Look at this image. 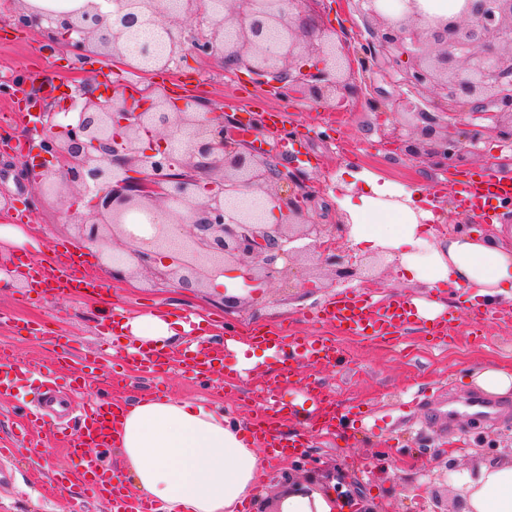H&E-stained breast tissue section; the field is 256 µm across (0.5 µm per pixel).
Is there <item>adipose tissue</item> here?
Listing matches in <instances>:
<instances>
[{
    "instance_id": "ef3b65f1",
    "label": "adipose tissue",
    "mask_w": 512,
    "mask_h": 512,
    "mask_svg": "<svg viewBox=\"0 0 512 512\" xmlns=\"http://www.w3.org/2000/svg\"><path fill=\"white\" fill-rule=\"evenodd\" d=\"M364 185L350 205L351 235L365 248L399 252L410 280L474 290L481 302L512 292V229L474 235L458 231L432 244L419 234L431 211L414 193L395 196L369 171L355 173ZM124 334L136 342L171 348L187 326L160 311L127 318ZM125 469L141 497L161 512H239L261 471L256 442L240 423L188 400L135 398L126 402L115 436ZM467 512H512V462L489 463L455 478ZM333 488L303 483L281 503L282 512H344Z\"/></svg>"
}]
</instances>
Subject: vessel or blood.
<instances>
[{
	"label": "vessel or blood",
	"instance_id": "vessel-or-blood-1",
	"mask_svg": "<svg viewBox=\"0 0 512 512\" xmlns=\"http://www.w3.org/2000/svg\"><path fill=\"white\" fill-rule=\"evenodd\" d=\"M455 198L457 204L468 212L489 217L492 202H512V178L504 179L485 173L466 175L456 182ZM82 257L81 250L73 246L61 252L52 262L33 267L32 288L57 296L96 294L100 283L97 279L82 274ZM313 317L318 322L335 326L342 335L393 344L401 342L404 332L414 326L421 327L425 336L432 341L442 343L448 339L447 315H440L431 325H424L413 296L403 291L377 298L360 291L345 290L324 302L314 312ZM190 332L198 336L199 341L196 345L188 346L176 360L195 375H208L212 372L214 363L223 360L224 354L219 348L205 343L206 329L203 323H191ZM256 345L258 348L274 351L287 348L288 354L281 361L279 378L292 377L303 363L323 361L340 366L345 362L343 352L335 342L316 336H295L285 342L264 333L258 335ZM101 360L102 354L98 351L80 358L69 352L60 355L59 364L75 362L79 365L78 372L68 378L69 389L77 392L86 388ZM172 360L175 358H172L170 352L157 349L131 357L136 368L146 375L156 374L169 367ZM278 380L265 382L263 391L269 394L270 399L266 405L260 407L252 420L254 434L269 448L282 447L283 442L277 435V424L281 418L297 411L296 406L286 407L274 399ZM303 396L310 401L318 418V432L335 431L341 419L349 416L360 423L367 419L366 412L359 407L337 404L326 394L319 381L307 380ZM121 410L122 404L118 399L98 398L85 414L82 426L65 437V446L72 456L84 461L79 477L85 487L93 496L108 499L112 504V512H156L154 504L148 501L140 502L137 507H130L122 486L109 476L100 460L88 454L92 448L112 447ZM497 411V404L489 398L470 397L462 404H449L448 419L453 422L463 414L473 418H487L495 415Z\"/></svg>",
	"mask_w": 512,
	"mask_h": 512
}]
</instances>
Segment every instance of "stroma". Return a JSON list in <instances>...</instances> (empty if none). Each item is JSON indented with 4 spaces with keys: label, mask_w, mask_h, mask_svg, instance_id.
Listing matches in <instances>:
<instances>
[{
    "label": "stroma",
    "mask_w": 512,
    "mask_h": 512,
    "mask_svg": "<svg viewBox=\"0 0 512 512\" xmlns=\"http://www.w3.org/2000/svg\"><path fill=\"white\" fill-rule=\"evenodd\" d=\"M14 10V0H0V73L23 78L43 56L39 36L14 28ZM317 14L350 62L349 81L355 92L344 104L319 102L308 95L281 96L272 88L253 84L248 76L225 70L223 61L193 53L180 62L177 74L169 76L165 96L177 103L193 95L207 108L230 107L236 120H254L274 109L286 113L295 143L288 158L313 192V214L319 223L345 222L347 213L338 202L359 196L361 189L353 185L351 175L366 169L398 190L419 188L426 192L434 182H442L444 192L435 200L436 219L420 227L421 236L430 243H438L462 228L490 232V225L453 204L447 170L428 159H413L397 151L396 137L415 125V110H434L439 100L431 91L410 93L392 76L385 53L372 39L375 21L367 15L362 0H324ZM10 133L13 148L0 149V200L8 199L11 208L0 212V225L14 223V213L20 209H30L33 216L31 243L13 246L0 255V313L11 317L10 322L0 323V349L13 352L18 365L36 364L54 370L61 349L95 350L103 342L97 311L103 299L128 314L155 307L180 320L187 311H195L205 320L212 341L219 343L226 334L247 336L260 328L328 335V328L310 322L307 314L347 288L378 293L401 290L445 303L448 310L457 313L473 306L469 292L451 290L442 283L409 282L400 262L390 259L376 263L374 252L357 244L350 250L371 265L370 273L337 279L329 271L297 260L282 280L261 285L254 292L242 290V303L232 312L224 308V287L218 283L196 293H184L142 274L134 288L113 281L91 246L85 250V267L101 281V296L74 294L62 298L20 287L13 282L19 261L43 262L59 245L75 243L76 235L55 202L29 208L33 177L21 162L29 150L37 149L40 136L26 122L14 124ZM496 170L512 174V143L488 136L455 172ZM32 324L39 326V336L29 332ZM337 343L350 361L348 367L323 362L302 365L297 381L285 383L280 397L287 404L301 402V380L318 377L337 400L386 413V433L340 427L335 435L325 438L305 427L302 418L289 417L280 429L281 436L302 440L305 446L298 454L267 462L244 504L245 512H256L261 501L273 495L285 471L317 484L326 483L328 473L337 472L345 478L348 489L372 504L375 512H463L461 491L447 488L437 475L448 462L463 471L512 459V395L500 398L501 409L494 419L465 418L453 427L448 424V403L473 394L469 378L480 367L493 363L512 367V311H502L478 333L451 323L447 342L437 346L415 343L408 348L392 347L344 336L338 337ZM130 346L127 340L112 343V355L97 371L90 398L116 394L127 401L147 394V382L135 375L127 386L116 389L111 384L112 374L126 371ZM244 357L251 361V393L218 390L223 369L206 379L171 370L163 373L162 387L167 397L218 406L235 419L250 422L264 399L260 387L274 374L278 363L276 357L260 349L242 354L232 350L226 356V367L239 366ZM44 392L39 382L25 379L19 382L13 398L0 402V448L14 451L13 457L0 463L9 475L8 481L0 484V512H110L109 503L91 497L81 482L74 480L62 487L53 482L55 472L77 465L62 445L60 431L78 428L83 399H71L65 417L45 418L33 441L17 438L21 421L30 411L40 409ZM441 448L447 449V457H438ZM299 462L304 465L300 471L295 468Z\"/></svg>",
    "instance_id": "1"
}]
</instances>
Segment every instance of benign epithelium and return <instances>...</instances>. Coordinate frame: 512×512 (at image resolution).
Returning a JSON list of instances; mask_svg holds the SVG:
<instances>
[{
	"instance_id": "obj_1",
	"label": "benign epithelium",
	"mask_w": 512,
	"mask_h": 512,
	"mask_svg": "<svg viewBox=\"0 0 512 512\" xmlns=\"http://www.w3.org/2000/svg\"><path fill=\"white\" fill-rule=\"evenodd\" d=\"M377 26L372 35L389 67L411 89L436 88L455 111H421L418 137L399 146L435 165L455 168L467 145L485 135L512 140V0H460L452 17L429 15L420 0H400L387 17L379 0H362ZM112 0L105 25L103 3L89 0L55 11L18 0L14 22L41 31L44 49L66 44L75 61L94 56L126 65L130 27H154L167 43L163 72L191 49L290 94L317 100L353 92L349 61L315 23L307 0ZM85 80L77 86L79 112L69 122L40 108V149L52 164L35 172V206L50 197L75 219L77 237L99 248L112 278L146 272L193 292L214 283L226 266L246 269L247 283L280 279L297 256L338 278L358 274L362 259L343 249L348 226L319 224L311 192L288 163L256 149L224 112H203L186 98L162 96L129 103ZM482 125L460 127L458 111ZM159 135L146 147L143 136ZM185 138L183 177H172L167 142ZM278 213L276 222L269 214Z\"/></svg>"
}]
</instances>
